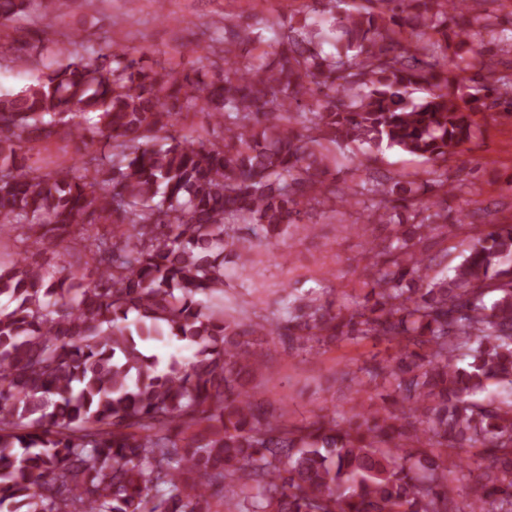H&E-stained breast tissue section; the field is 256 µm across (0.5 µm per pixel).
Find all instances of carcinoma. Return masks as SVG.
I'll list each match as a JSON object with an SVG mask.
<instances>
[{
  "instance_id": "obj_1",
  "label": "carcinoma",
  "mask_w": 512,
  "mask_h": 512,
  "mask_svg": "<svg viewBox=\"0 0 512 512\" xmlns=\"http://www.w3.org/2000/svg\"><path fill=\"white\" fill-rule=\"evenodd\" d=\"M464 2L306 0L298 20L224 26L233 67L74 51L0 96V237L40 250L68 234L78 253L63 272L0 251V510L459 512L448 459L476 448L471 512H512V391L488 393L512 386V224L451 268L424 249L466 228L448 223V198L470 193L448 162L466 164L473 115L512 119V28ZM25 8L0 0V24ZM197 114L221 134L180 133ZM53 138L109 152L28 165ZM352 145L429 168L350 167ZM340 206L386 232L365 241L353 309L314 289L289 290L285 316L224 305L230 256L244 269L253 240ZM274 335L396 345L341 371L382 403L340 423L275 417L251 386ZM165 337L192 356L160 367L145 343Z\"/></svg>"
}]
</instances>
